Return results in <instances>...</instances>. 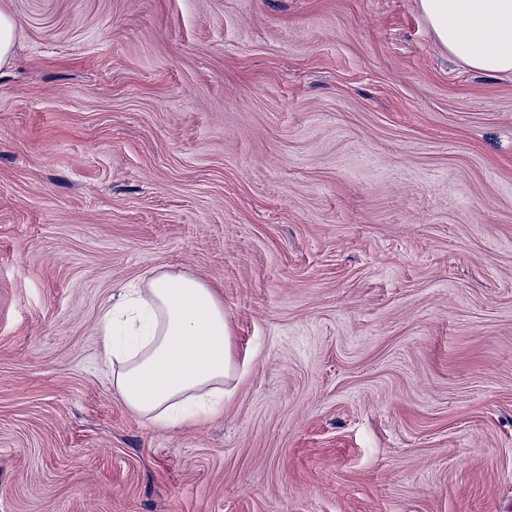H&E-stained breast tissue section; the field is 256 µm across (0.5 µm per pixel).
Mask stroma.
I'll use <instances>...</instances> for the list:
<instances>
[{
	"mask_svg": "<svg viewBox=\"0 0 512 512\" xmlns=\"http://www.w3.org/2000/svg\"><path fill=\"white\" fill-rule=\"evenodd\" d=\"M0 512H512V73L419 0H0ZM239 372L112 391L147 271ZM16 29L17 24L14 17L7 12L0 11V68L11 62ZM112 388L132 413L168 427L224 410L237 367L224 302L202 280L151 270L102 318Z\"/></svg>",
	"mask_w": 512,
	"mask_h": 512,
	"instance_id": "1",
	"label": "stroma"
}]
</instances>
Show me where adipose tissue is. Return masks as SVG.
Instances as JSON below:
<instances>
[{
  "label": "adipose tissue",
  "mask_w": 512,
  "mask_h": 512,
  "mask_svg": "<svg viewBox=\"0 0 512 512\" xmlns=\"http://www.w3.org/2000/svg\"><path fill=\"white\" fill-rule=\"evenodd\" d=\"M440 43L471 69L512 73V0H419ZM112 388L132 413L168 427L210 418L235 390L224 303L202 280L152 270L102 318Z\"/></svg>",
  "instance_id": "1"
}]
</instances>
